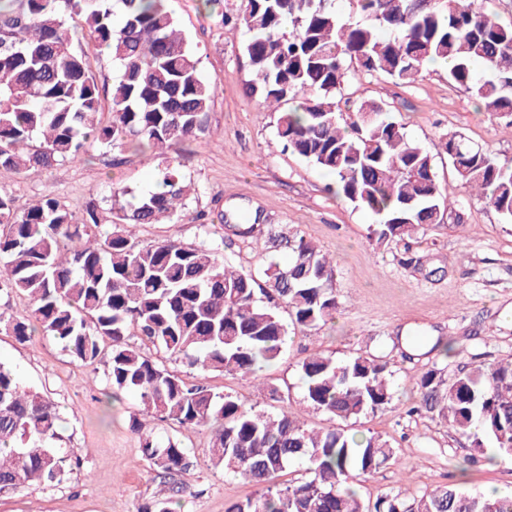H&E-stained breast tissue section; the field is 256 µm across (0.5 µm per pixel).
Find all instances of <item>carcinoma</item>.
<instances>
[{"label":"carcinoma","mask_w":512,"mask_h":512,"mask_svg":"<svg viewBox=\"0 0 512 512\" xmlns=\"http://www.w3.org/2000/svg\"><path fill=\"white\" fill-rule=\"evenodd\" d=\"M122 20H114V2ZM358 19L344 22L335 0H238L234 25L249 34L244 52L265 101L279 112L288 149L334 177L337 194L374 219L377 242L425 234L451 205L431 155L375 101L363 100L345 123L336 94L353 76L346 63L412 83L431 61H448V81L475 93L484 109L512 115V23L474 8V0H349ZM73 25H68V21ZM290 31H285L286 26ZM86 30L119 62L102 121L101 92L86 55L73 47ZM214 82L205 78L166 0H0V179L90 151L137 143L163 153L184 140L206 141ZM444 150L465 184L512 223V164L459 134ZM162 190L124 206L99 241L95 210L78 223L53 193L22 210L0 195V292L29 300L8 322L28 341L40 326L84 364H104L112 386L137 396L139 416L181 427L217 425L211 465L257 487L226 512H512V497L443 486L419 496L385 494L362 502L360 478L397 460L371 433L308 428L291 411L247 408L216 392L206 374L257 378L284 351L288 325L319 330L339 307L331 257L298 235L270 229L265 245L288 250L284 267L263 279L228 265L210 244L141 246L127 227L173 223L185 209L180 164L160 173ZM273 304L264 302V299ZM288 318H283L282 313ZM140 336L203 375L188 383L130 342ZM303 402L338 421L392 404L387 361L357 354L342 363L322 353L301 362ZM413 414H429L483 451L491 441L512 452V357L463 368L449 379L433 366L417 383ZM60 415L42 393L24 388L0 363V493L72 474L54 446ZM163 488L138 512H173L192 486L194 453L174 436L140 438ZM302 478L280 488L288 467Z\"/></svg>","instance_id":"cac0c4a2"}]
</instances>
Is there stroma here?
Here are the masks:
<instances>
[{
    "label": "stroma",
    "mask_w": 512,
    "mask_h": 512,
    "mask_svg": "<svg viewBox=\"0 0 512 512\" xmlns=\"http://www.w3.org/2000/svg\"><path fill=\"white\" fill-rule=\"evenodd\" d=\"M236 3L217 0L207 8L202 0H167L202 74L216 83L208 145L187 141L163 155L130 149L114 157L94 151L0 181V194L24 208L54 192L76 217L96 208L104 233L111 229L113 190L154 191L159 169L180 161L191 185L184 218L134 227L140 245L162 240L219 245L229 264L258 275L269 264H286V252L258 247L225 222L244 215L262 230L300 232L329 254L341 302L321 330L290 331L285 352L264 366L258 379L214 373L210 385L234 393L246 406L292 410L308 427L324 429L333 425L328 415L302 402V360L315 352L339 362L358 353L383 357L393 372L395 404L358 419L347 431L380 435L396 448L397 460L365 476L358 485L362 500L404 489L419 495L445 485L512 494V454L478 453L438 420L408 413L417 400L416 383L431 366L451 375L466 364L512 355V223L463 185L442 149L446 136L460 134L512 162V121L486 112L471 90L449 82L443 66L429 67L411 84L368 73L345 83L337 95L344 117H351L361 99L381 104L432 155L442 191L454 203L450 215L422 237L377 243L370 237L372 216L337 196L329 175L285 148L276 113L253 89L254 74L243 51L248 35L223 22ZM27 305L22 295L0 296V363L22 386L59 405L63 422L57 445L75 466L65 483L0 493V512H136L160 481L140 452L143 432L175 436L199 453L186 477L193 493L177 512H225L254 493L253 485L203 456L212 427L146 417L141 431H134L131 419L139 400L113 388L104 366L78 361L40 332L18 343L6 322L24 315Z\"/></svg>",
    "instance_id": "35a3bbf8"
}]
</instances>
